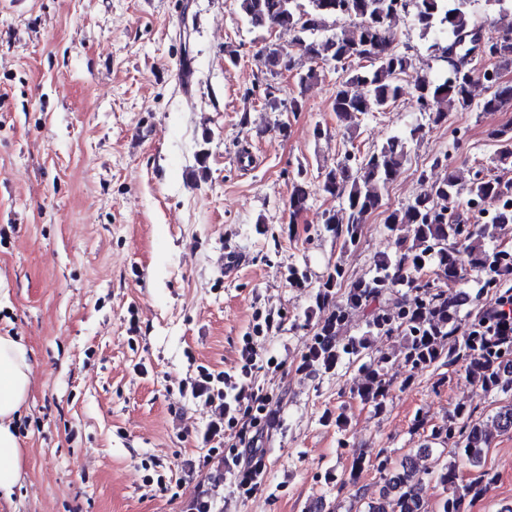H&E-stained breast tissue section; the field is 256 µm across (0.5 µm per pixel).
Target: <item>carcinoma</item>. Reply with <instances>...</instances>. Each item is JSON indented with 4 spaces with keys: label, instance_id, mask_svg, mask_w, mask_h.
<instances>
[{
    "label": "carcinoma",
    "instance_id": "cac0c4a2",
    "mask_svg": "<svg viewBox=\"0 0 512 512\" xmlns=\"http://www.w3.org/2000/svg\"><path fill=\"white\" fill-rule=\"evenodd\" d=\"M241 18L253 28L280 27L295 33L286 49L279 44L265 45L258 53L259 63L273 75L297 68V60L306 56L323 63H336L344 79L336 85L332 111L340 121H350L356 114L379 112L394 104L404 93L403 76L412 68L409 50L396 48L392 20L403 12L410 14L420 30L436 35L429 45L432 52L446 63L443 74L431 79L417 76L413 90L419 108H428L434 124L447 118L451 108L468 110L476 106L495 111L512 101V84L497 88L485 86V95L475 100V80L471 71L464 70L460 78L452 79L450 69L463 64L469 52V41L479 29L471 21V6L475 0H236ZM348 17L358 23L352 29L340 28L329 36H320L325 20ZM498 61L512 65V32L496 39ZM370 61L366 67L361 61ZM318 79L310 69L298 76L299 93L288 103L270 102L273 111L283 107L290 112L304 106V92ZM500 143L498 162L512 164V132L503 129L494 134ZM407 160L405 140L394 136L381 147L367 152L355 165L340 162L324 169L322 189L342 199L339 209L324 213L326 229L342 241V247L357 244L366 217L382 207L383 191L400 174ZM457 192L456 178L446 175L432 184L429 193L389 213L385 223L393 230L400 224L411 227L412 243L396 242L390 256L379 257L367 276L351 284L345 304L317 326L313 341L303 356V367L330 370L345 360L359 364L364 372V384L357 388L360 398L383 408L391 382L386 379L384 364L401 357L417 370L443 358L448 363L469 361V377L487 391H512V370L502 366L500 351L512 347V328L496 325L487 314H480L462 325L463 302L470 296L438 290L421 291L422 285L414 273L435 266L452 286L460 281V271L466 265L483 269H512V255L488 246L495 238L497 224L512 221V183L497 178H478L472 183V195L498 206L497 223L485 224L479 233L462 234L459 224L448 221V199ZM309 191L305 182L296 181L288 197L290 218L307 209ZM463 239V247L449 245ZM344 271L331 267L317 288L315 302L325 305L335 298ZM406 289L394 299L396 310L389 313L376 308L360 336L339 335V329L352 309H363L385 295ZM375 333L397 335L393 352L363 360ZM512 431V402L498 407L487 421L473 419V413L459 405L448 423L432 430L434 440H453L455 460L446 463L436 474L437 480L451 494L430 508L423 497V486L429 471L414 466L411 456L392 464L385 451H380L373 467L384 480L388 493L378 500L365 503L362 512H463L467 496L484 493L494 482L495 475L485 468V455L492 437ZM476 469L474 477L460 479V469Z\"/></svg>",
    "mask_w": 512,
    "mask_h": 512
}]
</instances>
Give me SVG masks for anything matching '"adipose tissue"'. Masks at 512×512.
I'll use <instances>...</instances> for the list:
<instances>
[{"mask_svg": "<svg viewBox=\"0 0 512 512\" xmlns=\"http://www.w3.org/2000/svg\"><path fill=\"white\" fill-rule=\"evenodd\" d=\"M32 389L26 347L15 337L0 335V492L11 493L21 479L24 450L14 421Z\"/></svg>", "mask_w": 512, "mask_h": 512, "instance_id": "ef3b65f1", "label": "adipose tissue"}]
</instances>
